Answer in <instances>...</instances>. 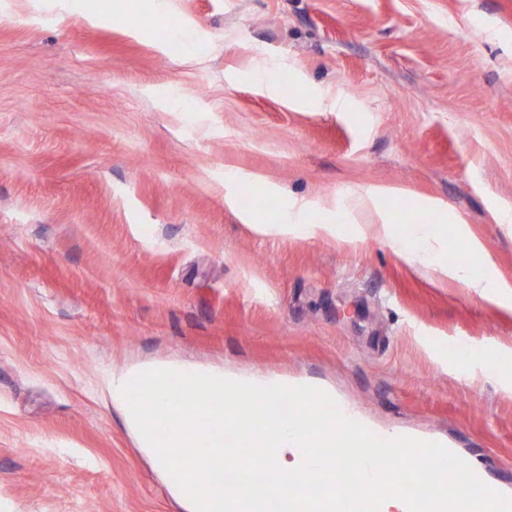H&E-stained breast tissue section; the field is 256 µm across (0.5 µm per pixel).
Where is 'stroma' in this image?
<instances>
[{
  "instance_id": "1",
  "label": "stroma",
  "mask_w": 512,
  "mask_h": 512,
  "mask_svg": "<svg viewBox=\"0 0 512 512\" xmlns=\"http://www.w3.org/2000/svg\"><path fill=\"white\" fill-rule=\"evenodd\" d=\"M171 2L192 42L153 0H0V512H181L100 393L170 358L322 385L512 495V301L450 274L476 240L512 285V0ZM425 222L444 272L392 241Z\"/></svg>"
}]
</instances>
